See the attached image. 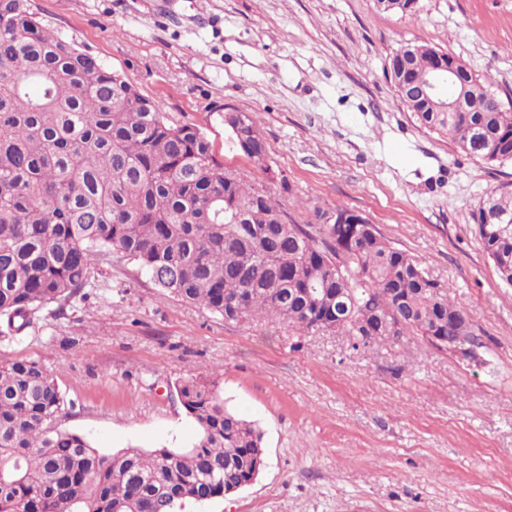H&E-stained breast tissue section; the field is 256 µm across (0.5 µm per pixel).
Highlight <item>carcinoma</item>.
Here are the masks:
<instances>
[{
	"instance_id": "obj_1",
	"label": "carcinoma",
	"mask_w": 512,
	"mask_h": 512,
	"mask_svg": "<svg viewBox=\"0 0 512 512\" xmlns=\"http://www.w3.org/2000/svg\"><path fill=\"white\" fill-rule=\"evenodd\" d=\"M388 63L423 128L486 164L512 162V110L491 75L466 77V112L423 95L437 48ZM235 147L252 158L256 140ZM264 188L224 168L197 125L173 126L136 85L57 36L29 0H0V341L23 338L54 307L95 287L112 258L159 291L226 321L281 322L345 336L353 349L474 335L448 286L373 224H293ZM474 231L512 286V190L483 197ZM200 428L189 448L106 453L63 427L66 399L41 361L0 360V512H178L263 467L262 433L199 374L174 385Z\"/></svg>"
}]
</instances>
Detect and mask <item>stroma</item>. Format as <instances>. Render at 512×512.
I'll list each match as a JSON object with an SVG mask.
<instances>
[{
	"instance_id": "stroma-1",
	"label": "stroma",
	"mask_w": 512,
	"mask_h": 512,
	"mask_svg": "<svg viewBox=\"0 0 512 512\" xmlns=\"http://www.w3.org/2000/svg\"><path fill=\"white\" fill-rule=\"evenodd\" d=\"M55 34L137 85L171 122L197 124L225 168L266 186L295 223L362 213L446 282L481 346L469 360L421 336L355 350L346 337L229 322L167 297L113 259L66 315L44 314L0 358L42 361L67 429L106 451L186 448L199 427L173 385L217 378L263 434L256 481L193 512H512V287L472 231L480 199L512 183L420 127L387 64L426 43L492 75L512 100V0H30ZM252 114L268 171L220 117ZM227 112H235V111H227ZM227 112H224V126L229 131L231 140L233 141L235 147L240 152H242L247 158H249L257 168H259L261 170H267V163L263 162L260 159V157L256 161H254L252 158L254 154L259 153V151L255 150L253 147L255 144H258L256 142V140L248 137L245 142L243 140L239 141L236 134L234 133V129H233V125L236 123L237 119L235 116L225 117V114Z\"/></svg>"
}]
</instances>
